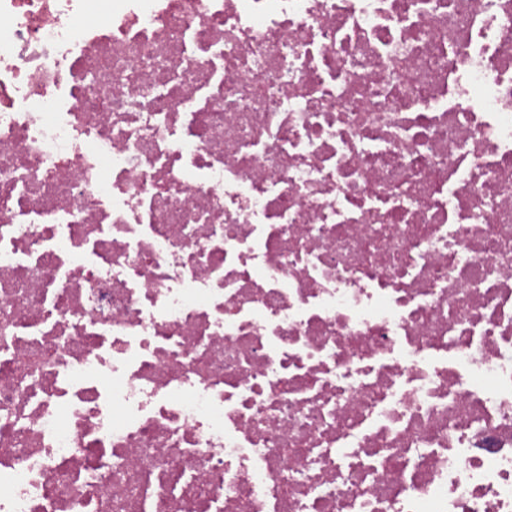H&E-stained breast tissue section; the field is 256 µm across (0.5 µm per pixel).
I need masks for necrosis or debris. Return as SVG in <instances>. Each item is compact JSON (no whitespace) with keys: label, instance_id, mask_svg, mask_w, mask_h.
<instances>
[{"label":"necrosis or debris","instance_id":"1","mask_svg":"<svg viewBox=\"0 0 512 512\" xmlns=\"http://www.w3.org/2000/svg\"><path fill=\"white\" fill-rule=\"evenodd\" d=\"M0 0V512H512V0Z\"/></svg>","mask_w":512,"mask_h":512}]
</instances>
